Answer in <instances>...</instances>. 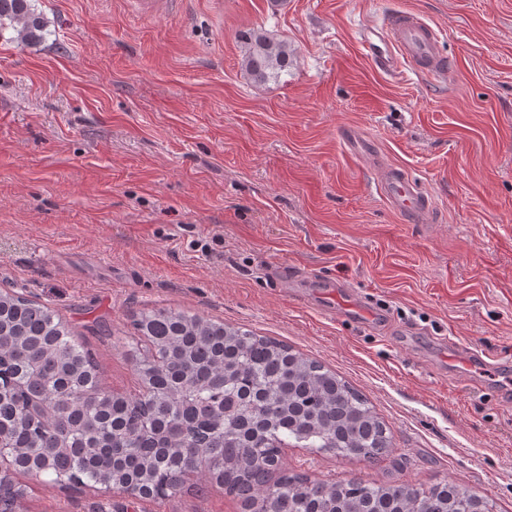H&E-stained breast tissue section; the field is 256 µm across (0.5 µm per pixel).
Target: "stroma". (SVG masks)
Here are the masks:
<instances>
[{
  "label": "stroma",
  "mask_w": 512,
  "mask_h": 512,
  "mask_svg": "<svg viewBox=\"0 0 512 512\" xmlns=\"http://www.w3.org/2000/svg\"><path fill=\"white\" fill-rule=\"evenodd\" d=\"M40 43L0 36V291L53 308L103 387L138 381L121 347L145 308L277 338L366 395L404 470L286 448L319 481L442 479L512 512V0H34ZM413 8L453 81L378 73L362 27ZM287 43L281 80L242 67L244 38ZM355 130L438 209L409 224L376 194ZM321 281L375 313L327 307ZM496 359L474 373L457 346ZM14 512H240L185 480L157 502L49 477Z\"/></svg>",
  "instance_id": "stroma-1"
}]
</instances>
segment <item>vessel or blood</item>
<instances>
[{"label": "vessel or blood", "instance_id": "b4317fda", "mask_svg": "<svg viewBox=\"0 0 512 512\" xmlns=\"http://www.w3.org/2000/svg\"><path fill=\"white\" fill-rule=\"evenodd\" d=\"M360 45L376 68L385 73L405 68L420 76L444 77L453 71L451 59L440 50L438 31L414 10L389 13L381 25L366 27ZM374 187L397 215L414 224L434 223L432 198L400 166L381 165Z\"/></svg>", "mask_w": 512, "mask_h": 512}]
</instances>
